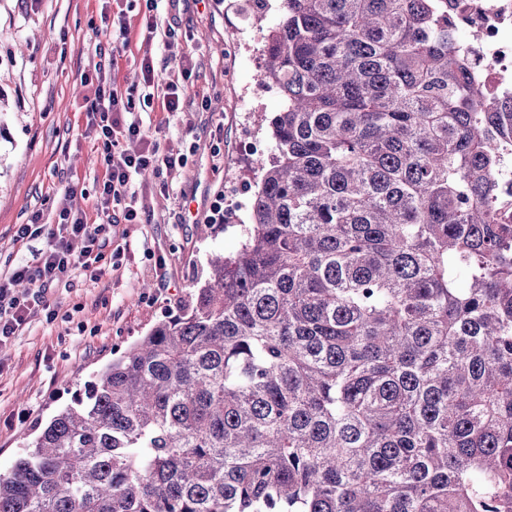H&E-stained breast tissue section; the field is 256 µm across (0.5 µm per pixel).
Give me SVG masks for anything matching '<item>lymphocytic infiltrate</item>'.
Instances as JSON below:
<instances>
[{
    "label": "lymphocytic infiltrate",
    "mask_w": 512,
    "mask_h": 512,
    "mask_svg": "<svg viewBox=\"0 0 512 512\" xmlns=\"http://www.w3.org/2000/svg\"><path fill=\"white\" fill-rule=\"evenodd\" d=\"M114 66V61L99 60L84 74L85 83L94 88L84 106L86 129L94 133L105 165V176L96 191V219L88 221L86 213L72 211L62 204L55 225L43 224L37 211L27 223L18 225L16 240L40 237L44 246L31 260L0 274V350L7 348L27 324L34 308L42 309L46 321L56 320L57 311L48 296L56 284L78 269L88 272L90 279H99L111 264L112 258L105 248L112 241L113 223L119 219L127 224L141 221L133 188L135 178L149 170L171 174L187 163L184 154L162 148L159 141L145 132L141 114L157 102L148 92L155 80L152 58L143 57L140 63L141 84L123 89L111 77ZM190 76L185 69L180 80L165 84L162 99L157 102L163 110L182 111L186 94L183 81ZM130 140L140 141L138 151L124 149V142ZM22 281L34 285L35 293L18 292L16 285Z\"/></svg>",
    "instance_id": "1"
}]
</instances>
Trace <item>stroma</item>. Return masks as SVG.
Masks as SVG:
<instances>
[{"mask_svg":"<svg viewBox=\"0 0 512 512\" xmlns=\"http://www.w3.org/2000/svg\"><path fill=\"white\" fill-rule=\"evenodd\" d=\"M100 10L99 0H0V273L42 247L39 238L14 240L16 225L33 211L52 224L59 201L93 210L105 168L82 132L89 90L81 76L95 47L112 49L111 34L94 30ZM158 13L179 35V59L145 41L134 15L114 79L121 88L139 82L146 55L159 86L180 77L182 67L194 68L183 111L154 107L145 124L163 146L187 154L188 164L167 189L156 174L138 177L141 221L114 227L113 242L124 248L117 266L95 282L79 271L65 278L49 293L57 319L34 312L0 352L1 473L93 372L179 313L211 252H233L243 240L245 214L225 198L224 184L236 182L244 198L252 197L257 161L241 154L240 141L247 133L265 137L262 121L279 108L259 69L238 63L262 47V35L243 31L237 0H160ZM233 44L239 55L230 53ZM217 203L229 212L226 223L210 220Z\"/></svg>","mask_w":512,"mask_h":512,"instance_id":"1","label":"stroma"}]
</instances>
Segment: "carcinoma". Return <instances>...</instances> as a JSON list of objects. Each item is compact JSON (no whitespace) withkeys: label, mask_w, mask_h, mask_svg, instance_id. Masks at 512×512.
I'll return each instance as SVG.
<instances>
[{"label":"carcinoma","mask_w":512,"mask_h":512,"mask_svg":"<svg viewBox=\"0 0 512 512\" xmlns=\"http://www.w3.org/2000/svg\"><path fill=\"white\" fill-rule=\"evenodd\" d=\"M276 10L240 247L0 474V512H512V102L438 0Z\"/></svg>","instance_id":"carcinoma-1"}]
</instances>
